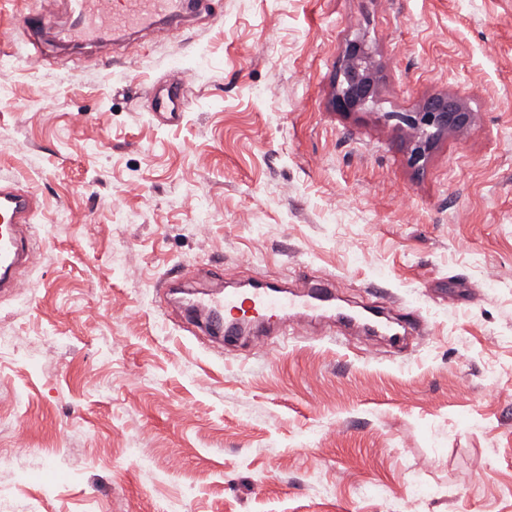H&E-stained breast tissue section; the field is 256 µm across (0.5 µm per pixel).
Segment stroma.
I'll return each mask as SVG.
<instances>
[{"label": "stroma", "instance_id": "35a3bbf8", "mask_svg": "<svg viewBox=\"0 0 512 512\" xmlns=\"http://www.w3.org/2000/svg\"><path fill=\"white\" fill-rule=\"evenodd\" d=\"M28 2L0 0V179L37 200L0 295V512H512V0H215L39 64ZM355 36L371 112L332 105ZM446 93L474 124L416 172L386 115ZM171 271L325 280L419 329L216 343L160 309ZM188 89L187 79L180 75V77H173L167 81L164 93H154L152 110L158 122L173 124L181 120L187 107Z\"/></svg>", "mask_w": 512, "mask_h": 512}]
</instances>
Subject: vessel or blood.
Here are the masks:
<instances>
[{
  "mask_svg": "<svg viewBox=\"0 0 512 512\" xmlns=\"http://www.w3.org/2000/svg\"><path fill=\"white\" fill-rule=\"evenodd\" d=\"M203 0H41L36 15H22L19 25L35 26L38 35L26 43L28 59L42 60V34L55 32L57 38L71 45L117 41L131 34L153 29L160 22L181 25L188 17L204 9ZM68 9L70 20L58 26L61 9ZM189 83L184 77L168 80L165 92L153 96V115L163 124L181 120L187 107ZM36 199L16 184L0 182V294L15 288L19 272L33 256L29 234ZM252 311L254 317L277 318L290 308L327 315L337 328L361 326L387 336L395 331L377 315L346 310L336 304L328 284L314 282L306 292L293 294L262 281L254 282L248 295L236 290L217 289L192 300L189 314L213 334L224 332V315L239 309Z\"/></svg>",
  "mask_w": 512,
  "mask_h": 512,
  "instance_id": "1",
  "label": "vessel or blood"
}]
</instances>
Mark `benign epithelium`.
Masks as SVG:
<instances>
[{
	"label": "benign epithelium",
	"mask_w": 512,
	"mask_h": 512,
	"mask_svg": "<svg viewBox=\"0 0 512 512\" xmlns=\"http://www.w3.org/2000/svg\"><path fill=\"white\" fill-rule=\"evenodd\" d=\"M379 64L368 42L362 38L348 40L342 49L336 71L333 106L340 112L367 111L377 104L380 94ZM399 125H408L411 138L408 163L421 170L443 134L463 135L472 125V115L463 99L457 96H434L425 99L416 110L394 114Z\"/></svg>",
	"instance_id": "7a95c632"
}]
</instances>
